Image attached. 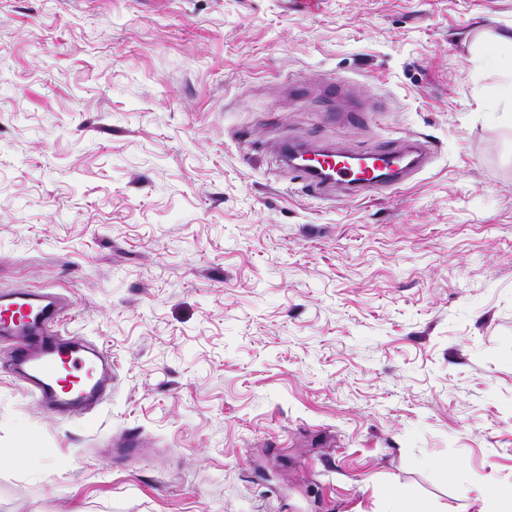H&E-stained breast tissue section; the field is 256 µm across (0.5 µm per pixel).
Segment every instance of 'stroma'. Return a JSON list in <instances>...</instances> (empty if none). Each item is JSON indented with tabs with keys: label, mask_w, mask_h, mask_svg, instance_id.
I'll list each match as a JSON object with an SVG mask.
<instances>
[{
	"label": "stroma",
	"mask_w": 512,
	"mask_h": 512,
	"mask_svg": "<svg viewBox=\"0 0 512 512\" xmlns=\"http://www.w3.org/2000/svg\"><path fill=\"white\" fill-rule=\"evenodd\" d=\"M504 33L512 0H0V292L59 294L114 376L61 422L0 367V448L33 452L0 512H479L512 486ZM416 134L431 163L368 198L275 152Z\"/></svg>",
	"instance_id": "1"
}]
</instances>
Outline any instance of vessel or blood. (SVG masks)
Returning <instances> with one entry per match:
<instances>
[{
    "label": "vessel or blood",
    "instance_id": "1",
    "mask_svg": "<svg viewBox=\"0 0 512 512\" xmlns=\"http://www.w3.org/2000/svg\"><path fill=\"white\" fill-rule=\"evenodd\" d=\"M423 138H407L355 154L311 151L299 178L318 193L342 191L354 198L391 190L430 161ZM59 297L17 289L0 295V341L8 345L12 374L62 421L84 420L112 390V357L97 344L62 335Z\"/></svg>",
    "mask_w": 512,
    "mask_h": 512
}]
</instances>
